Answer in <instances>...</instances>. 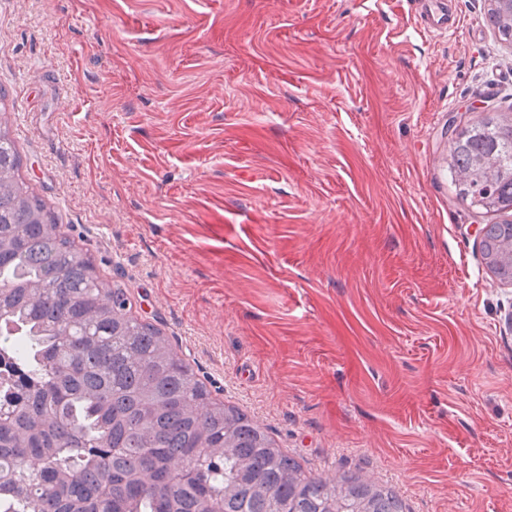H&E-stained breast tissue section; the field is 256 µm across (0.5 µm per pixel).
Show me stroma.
<instances>
[{
    "label": "stroma",
    "instance_id": "1",
    "mask_svg": "<svg viewBox=\"0 0 512 512\" xmlns=\"http://www.w3.org/2000/svg\"><path fill=\"white\" fill-rule=\"evenodd\" d=\"M489 6L0 0L7 130L61 232L213 399L405 512H512L500 216L448 169L450 130L512 120ZM486 225L480 228L479 232L481 240L484 238L482 241L484 258L498 278L501 280L512 278V266L503 263L500 259L503 246L512 242V220L504 219L495 224Z\"/></svg>",
    "mask_w": 512,
    "mask_h": 512
}]
</instances>
